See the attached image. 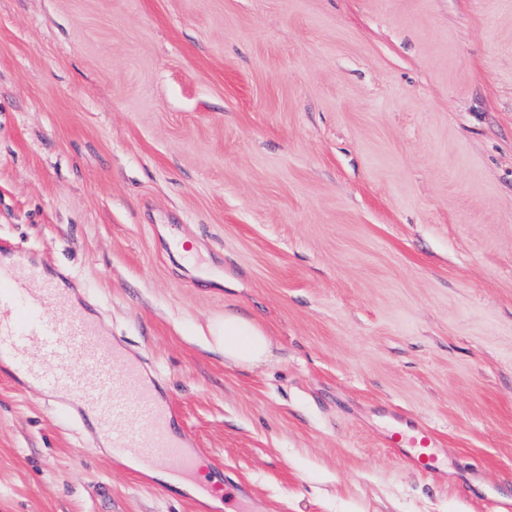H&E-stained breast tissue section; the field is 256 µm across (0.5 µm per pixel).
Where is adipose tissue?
I'll use <instances>...</instances> for the list:
<instances>
[{"mask_svg": "<svg viewBox=\"0 0 512 512\" xmlns=\"http://www.w3.org/2000/svg\"><path fill=\"white\" fill-rule=\"evenodd\" d=\"M216 344L224 349L225 363L255 368L272 355L273 344L265 330L250 317L228 311L212 331Z\"/></svg>", "mask_w": 512, "mask_h": 512, "instance_id": "ef3b65f1", "label": "adipose tissue"}]
</instances>
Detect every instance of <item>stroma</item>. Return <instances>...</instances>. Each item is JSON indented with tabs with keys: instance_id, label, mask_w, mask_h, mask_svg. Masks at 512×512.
<instances>
[{
	"instance_id": "35a3bbf8",
	"label": "stroma",
	"mask_w": 512,
	"mask_h": 512,
	"mask_svg": "<svg viewBox=\"0 0 512 512\" xmlns=\"http://www.w3.org/2000/svg\"><path fill=\"white\" fill-rule=\"evenodd\" d=\"M0 253L161 378L252 512L512 495V0H0ZM272 340L226 365L225 311ZM0 361V512H229ZM434 430L431 478L387 448Z\"/></svg>"
}]
</instances>
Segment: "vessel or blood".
<instances>
[{
  "instance_id": "obj_1",
  "label": "vessel or blood",
  "mask_w": 512,
  "mask_h": 512,
  "mask_svg": "<svg viewBox=\"0 0 512 512\" xmlns=\"http://www.w3.org/2000/svg\"><path fill=\"white\" fill-rule=\"evenodd\" d=\"M0 360L45 396L64 392L88 403L114 458L133 457L142 469H169L187 479L201 474L193 434L178 426L144 364L122 356L115 338L74 310L55 280L0 264ZM119 385L135 390L132 402L110 398ZM139 427L150 432V440L139 439ZM435 438L430 428L417 427L397 434L390 445L408 466L435 474Z\"/></svg>"
}]
</instances>
